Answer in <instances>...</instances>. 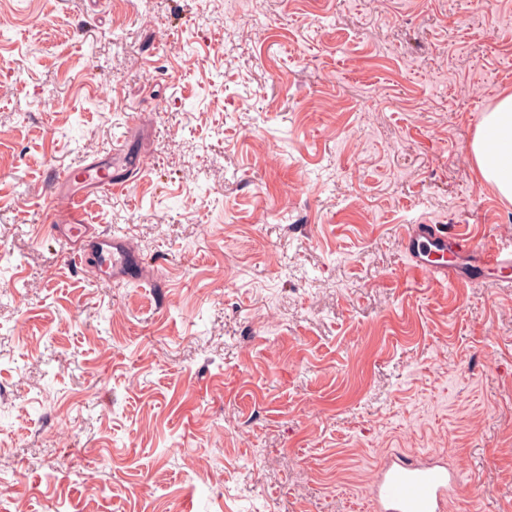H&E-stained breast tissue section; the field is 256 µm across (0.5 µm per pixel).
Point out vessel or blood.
<instances>
[{
	"mask_svg": "<svg viewBox=\"0 0 512 512\" xmlns=\"http://www.w3.org/2000/svg\"><path fill=\"white\" fill-rule=\"evenodd\" d=\"M120 152V145L112 144L110 160H79L53 171L49 177L52 189H70L52 214L62 230L66 260L81 267L88 254H98L102 262L94 275L110 285L127 279L128 267L137 262L135 249L128 238L87 223L84 214L90 195L119 187V180L112 174L111 159ZM401 239L409 270L435 281L459 280L462 262L470 257L484 268L512 267V248L485 246L480 253H473L470 239L450 224H409ZM459 486L458 470L390 457L381 463L370 487V512H446L448 498Z\"/></svg>",
	"mask_w": 512,
	"mask_h": 512,
	"instance_id": "b4317fda",
	"label": "vessel or blood"
}]
</instances>
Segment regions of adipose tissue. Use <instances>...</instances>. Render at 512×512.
<instances>
[{
	"label": "adipose tissue",
	"instance_id": "obj_1",
	"mask_svg": "<svg viewBox=\"0 0 512 512\" xmlns=\"http://www.w3.org/2000/svg\"><path fill=\"white\" fill-rule=\"evenodd\" d=\"M469 153L477 180L512 202V93L501 96L485 113Z\"/></svg>",
	"mask_w": 512,
	"mask_h": 512
}]
</instances>
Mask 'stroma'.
Instances as JSON below:
<instances>
[{
  "label": "stroma",
  "mask_w": 512,
  "mask_h": 512,
  "mask_svg": "<svg viewBox=\"0 0 512 512\" xmlns=\"http://www.w3.org/2000/svg\"><path fill=\"white\" fill-rule=\"evenodd\" d=\"M508 90L512 0H0V512H360L394 454L512 512V287L401 246L512 242L469 156ZM117 139L87 221L149 292L51 221ZM121 143L116 141L110 146L107 161L79 160L65 169L53 171L49 177L54 196L61 186L73 189L52 213L54 222L63 230L66 260L76 267H84L88 254H98L102 262L96 266L94 275L110 286L122 283L129 277L128 267L138 265L135 249L127 237L101 231L95 224H85L84 214L91 194L125 185L112 175V155L121 153ZM401 239L409 270L435 281H463L462 258L475 252L470 239L450 224H407ZM448 255L452 257L449 262Z\"/></svg>",
  "instance_id": "stroma-1"
}]
</instances>
